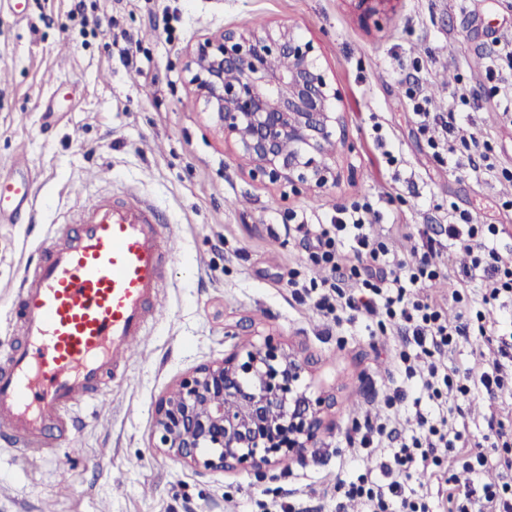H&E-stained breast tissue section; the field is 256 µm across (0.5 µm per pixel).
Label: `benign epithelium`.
Instances as JSON below:
<instances>
[{
    "mask_svg": "<svg viewBox=\"0 0 512 512\" xmlns=\"http://www.w3.org/2000/svg\"><path fill=\"white\" fill-rule=\"evenodd\" d=\"M189 83L255 178L337 184L332 138L346 145L341 92L312 42L293 27H227L190 46ZM290 88L286 96L283 86ZM307 362L272 336L186 374L154 409L152 447L206 474L227 469L262 479L315 447L330 399L299 390Z\"/></svg>",
    "mask_w": 512,
    "mask_h": 512,
    "instance_id": "1",
    "label": "benign epithelium"
}]
</instances>
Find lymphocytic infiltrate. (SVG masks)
Here are the masks:
<instances>
[{
	"mask_svg": "<svg viewBox=\"0 0 512 512\" xmlns=\"http://www.w3.org/2000/svg\"><path fill=\"white\" fill-rule=\"evenodd\" d=\"M416 101L415 113L421 129L438 158L467 150V164L476 177L510 178L512 168L492 157L487 140L470 132L461 112H433L422 85L409 88ZM369 199L337 208L328 224H297V232L309 238L307 262L326 270L314 301L327 324L342 319L365 318L375 322L380 333L396 332L403 340L394 354L406 379H419L431 405L406 410V391L395 388L387 399L388 414L379 422H364V433L351 455L366 448L380 449L371 467L357 478L337 479L336 487L347 499L364 502L366 512H430L427 485L410 487L411 472L423 469L444 474L445 461L461 466L472 476V484L448 494L449 512H512V403L501 397L512 387V326L496 315L502 300L512 299V259L500 254L493 243L505 229L500 224H480L468 212L452 216L448 238L462 248L468 262L453 282L451 299L464 307L457 322H449L442 303L429 297L425 288L439 279L444 267L434 260L435 243L422 237L411 257L399 255L386 233L374 230ZM351 242L353 256L342 260L341 247ZM484 288L479 299H471L472 280ZM480 342L496 347L500 359L489 370L474 374L442 364L441 358L461 342ZM427 360L425 373H417L416 354ZM485 392L490 414L486 432L471 441L466 424L448 418V404L472 391ZM411 413L417 435L405 436L400 429L404 413Z\"/></svg>",
	"mask_w": 512,
	"mask_h": 512,
	"instance_id": "obj_1",
	"label": "lymphocytic infiltrate"
}]
</instances>
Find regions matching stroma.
<instances>
[{
  "label": "stroma",
  "instance_id": "stroma-1",
  "mask_svg": "<svg viewBox=\"0 0 512 512\" xmlns=\"http://www.w3.org/2000/svg\"><path fill=\"white\" fill-rule=\"evenodd\" d=\"M70 9V0H26L22 21L0 9V173L23 162L37 179L34 223L0 224V354L23 344L12 315L22 268L48 225L73 218L97 191L95 170L111 175L112 193L155 203L178 259L137 359L77 412L80 455L63 458L54 427L40 457L0 440V512H42L48 503L55 512H277L290 490L309 512H362L337 494L335 478L371 463L350 456L345 437L353 420L381 415L383 398L402 384L390 360L402 339L361 319L324 327L288 286L292 275L321 273L304 266L305 242L285 227L294 215L326 221L366 197L376 225H403L397 250L409 251L411 234L424 228L458 270L465 257L445 232L456 209L504 225L495 246L512 255V209L503 206L512 181L440 164L402 82L425 79L435 112L472 96L471 130L512 166V121L486 78L489 47L512 39V0H387L365 20L353 0H86L84 13ZM257 18L312 41L341 92L353 150L337 185L312 191L253 179L188 84V46ZM128 36L140 44L126 62L112 43ZM444 71L454 80L440 88ZM375 123L401 160L397 170L371 138ZM268 333L307 360L312 391L332 400L323 440L304 461L261 481L240 470L201 476L152 447L159 397Z\"/></svg>",
  "mask_w": 512,
  "mask_h": 512
}]
</instances>
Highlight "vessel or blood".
<instances>
[{
  "label": "vessel or blood",
  "mask_w": 512,
  "mask_h": 512,
  "mask_svg": "<svg viewBox=\"0 0 512 512\" xmlns=\"http://www.w3.org/2000/svg\"><path fill=\"white\" fill-rule=\"evenodd\" d=\"M22 163L0 175V224L36 212ZM77 219L53 225L20 280L22 349L0 363V433L36 452L48 423L88 403L149 336L168 267L177 261L155 208L134 194L91 193Z\"/></svg>",
  "instance_id": "vessel-or-blood-1"
}]
</instances>
